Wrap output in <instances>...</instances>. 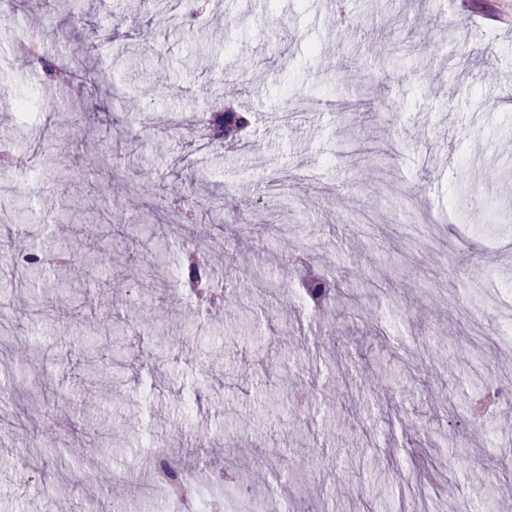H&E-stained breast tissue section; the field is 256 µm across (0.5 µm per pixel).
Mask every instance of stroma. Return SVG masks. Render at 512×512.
<instances>
[{"instance_id":"1","label":"stroma","mask_w":512,"mask_h":512,"mask_svg":"<svg viewBox=\"0 0 512 512\" xmlns=\"http://www.w3.org/2000/svg\"><path fill=\"white\" fill-rule=\"evenodd\" d=\"M339 28L321 0H211L196 23H149L150 0H111L114 22L92 58L82 44L104 15L40 30L44 0L0 19V135L22 165L0 168V226L23 221L40 245L96 254L112 278L84 303L68 263L25 285L0 278V512H81L135 499L166 448L194 461L224 455V479L247 477L265 512H496L512 496V28L464 15L455 0H345ZM107 72L130 93L155 86L146 112L91 96L80 136L100 154L118 124L143 142L141 191L113 185L120 235L89 239L100 203L84 163L66 155L31 185L42 147L65 140L15 103L57 100L18 57L30 32ZM254 112L251 132L210 143L196 133L214 101ZM164 141L156 151V141ZM222 195L224 221L167 236L164 261L183 277L182 239L224 251L261 248L275 287L237 264L212 323L194 325L178 292L158 295L126 237L174 224L175 190ZM304 256L344 281L349 299L321 315L288 299ZM194 335H187V325ZM377 375L367 384V375ZM82 414L90 433L73 432ZM54 442L38 453L32 429Z\"/></svg>"}]
</instances>
